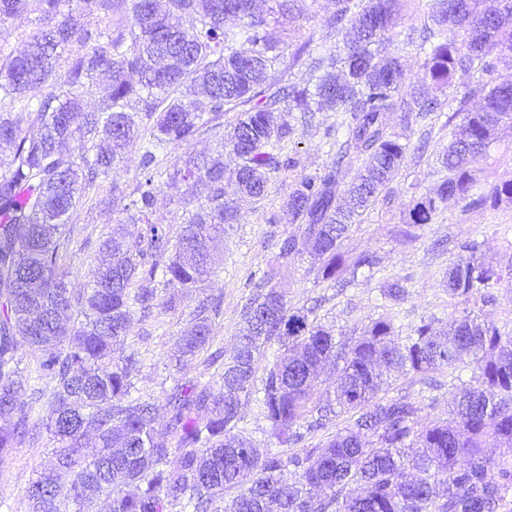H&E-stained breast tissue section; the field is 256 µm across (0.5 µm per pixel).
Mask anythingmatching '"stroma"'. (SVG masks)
<instances>
[{
  "label": "stroma",
  "instance_id": "35a3bbf8",
  "mask_svg": "<svg viewBox=\"0 0 512 512\" xmlns=\"http://www.w3.org/2000/svg\"><path fill=\"white\" fill-rule=\"evenodd\" d=\"M256 7L268 19L276 21L289 50L310 43L314 52H337L341 36L327 27L336 10V0H290L287 15H279L277 0H255ZM432 20L428 0H401L400 20L387 34L390 44L410 42L403 64L411 78L423 74L425 53L414 47ZM471 80L456 76L452 87L435 91L441 112L412 126H404L399 112L386 116L388 126L401 137L410 139L413 149L407 154L395 181L380 193L375 204L358 224L352 225L341 244L347 260L362 253L373 254V269L343 273L337 280L318 279L320 260L302 253L280 270L276 283L285 294L289 308L312 309L313 316L334 333L358 337L371 321L392 318L400 335H409L421 319H433L437 330L447 331L459 309L456 298L444 284L448 268L457 262L458 241L476 240L485 246L487 256L498 260L512 258V205L466 208L464 202L451 199L442 205L430 224L410 223V206L433 193L445 175L441 155L457 126L452 114ZM341 119L337 112L293 113L289 117L295 132L287 150L295 152L299 164L288 171L271 173L268 192L259 201H237L239 218L231 225L217 251L219 274L211 282L209 293L221 296L223 312L213 324L212 348L232 354L238 336L245 332L241 316L249 296L245 282L250 273L265 268L272 252V230L297 231L286 200L292 182L301 175L322 170L333 160L335 149L324 136L326 127ZM477 187L512 180V123L500 126L486 156L473 171ZM109 185H102L77 211L71 242L63 267L76 289L85 288L86 273L95 256L99 238L115 223L116 215L108 204ZM404 280L407 297L400 305L384 301L382 290L387 281ZM199 299L198 293L179 295L175 310L153 312L148 318L133 320L128 331L131 344L138 349L143 366L134 380L137 396L152 401L157 420L166 423L164 394L173 385V366L177 355V337ZM453 379L447 371L428 373L427 377L403 374L392 379L385 396H407L422 409V422L448 418V402ZM241 426L246 438L261 449L289 456L305 448H321L350 422L349 414L330 415L325 427L307 431L296 445L279 443L255 401L245 402ZM53 443L42 438L23 443L0 459V512H26V491L38 471L53 467Z\"/></svg>",
  "mask_w": 512,
  "mask_h": 512
}]
</instances>
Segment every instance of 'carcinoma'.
Listing matches in <instances>:
<instances>
[{
  "mask_svg": "<svg viewBox=\"0 0 512 512\" xmlns=\"http://www.w3.org/2000/svg\"><path fill=\"white\" fill-rule=\"evenodd\" d=\"M499 3L485 11L480 0H434L423 76L413 82L401 48L382 49L397 0H336L327 25L342 34L343 55L313 61L324 70L313 86L267 95V70L284 61L285 48L253 0H167L164 10L157 0H0L1 25L22 16L35 25L23 53L0 43V458L46 433L59 469L70 474L67 484L52 471L39 474L28 489L29 512H56L61 496L75 512L88 500L100 512H212L231 489L229 512H512V336L467 307L494 302L492 289L512 279V264L485 262L474 240L459 245L467 257L448 268L446 287L465 308L446 339L430 319L403 338L388 318L355 340L338 338L311 321L310 310L288 308L272 284L277 266L306 248L322 259V280L344 271L341 240L410 149L386 114L398 106L406 124L414 111L427 116L440 103L425 86L443 89L459 72L493 69V53L512 50V0ZM228 16L240 26L225 28ZM185 17L193 20L189 29ZM459 30L466 34L460 43ZM238 42L247 49H236ZM93 90L99 107L88 112L84 97ZM468 102L460 100L462 121L442 155L448 178L412 205L413 224L432 223L450 199L472 209L512 204V180L484 194L472 174L499 125L512 120V74L481 89L477 110ZM228 106L241 113L226 133ZM324 109L348 115L347 139L327 128L338 146L332 163L292 184L287 207L300 234L280 237L266 270L250 275L248 331L233 356L214 351L212 380L184 375L165 394L170 447L154 404L132 394L139 358L126 351L130 323L138 313L174 309L176 295L211 281V244L236 223L237 197L262 199L270 173L296 166L284 151L293 127L275 113ZM19 112L30 117L26 130ZM205 135L217 137L212 152L160 167V155ZM226 145L238 158L230 173ZM133 150L138 176L128 190L119 171ZM354 154L371 162L343 192L339 175ZM201 180L207 201L178 231L155 218L162 185L183 188L177 203L189 204ZM99 181L112 185V203L122 204L125 217L102 236L103 259L76 294L61 253L78 205ZM126 224L141 225L137 239L126 237ZM220 312V299L199 301L178 338L180 367L209 344ZM274 341L284 350L258 387V356ZM23 346L41 351L35 380L50 385L47 419L34 416L44 390L21 379ZM466 357L470 380L453 386L447 422L422 424L421 407L407 396L378 397L396 374L453 373ZM331 360L339 365L336 384L320 393L319 369ZM251 398L281 443L302 441L297 426L313 401L314 426L337 407L352 424L324 447L285 459L241 435L242 400ZM489 438L499 455L486 452ZM130 486L135 492H126Z\"/></svg>",
  "mask_w": 512,
  "mask_h": 512,
  "instance_id": "obj_1",
  "label": "carcinoma"
}]
</instances>
